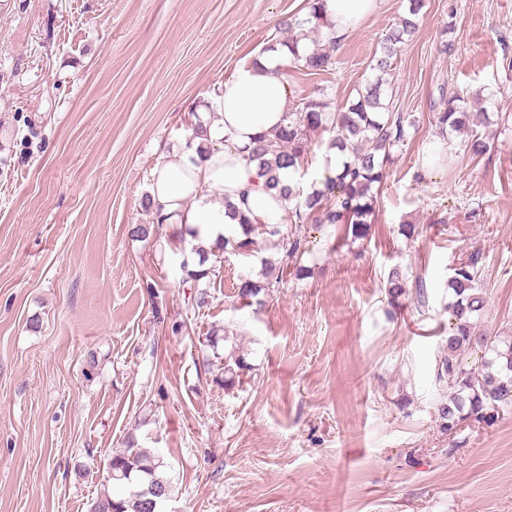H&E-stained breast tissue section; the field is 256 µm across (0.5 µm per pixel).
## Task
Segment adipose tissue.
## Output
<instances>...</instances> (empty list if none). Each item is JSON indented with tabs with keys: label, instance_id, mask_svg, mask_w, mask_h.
I'll use <instances>...</instances> for the list:
<instances>
[{
	"label": "adipose tissue",
	"instance_id": "adipose-tissue-1",
	"mask_svg": "<svg viewBox=\"0 0 512 512\" xmlns=\"http://www.w3.org/2000/svg\"><path fill=\"white\" fill-rule=\"evenodd\" d=\"M377 8L378 0H323L322 30L343 40ZM287 58L283 48L239 66L214 104L218 121L191 130L190 145L165 151L152 171L149 194L157 213L168 224L197 231L189 262H196V248L214 246L240 218L271 227L288 222L291 202L266 188L265 176L245 152L255 136L288 122V84L275 73ZM202 144L207 154L197 153Z\"/></svg>",
	"mask_w": 512,
	"mask_h": 512
}]
</instances>
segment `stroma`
I'll list each match as a JSON object with an SVG mask.
<instances>
[{
    "mask_svg": "<svg viewBox=\"0 0 512 512\" xmlns=\"http://www.w3.org/2000/svg\"><path fill=\"white\" fill-rule=\"evenodd\" d=\"M407 7L379 0L327 72L285 65L293 96L352 100ZM307 14L305 0H0V512H89L131 440L166 463L161 512H512V409L447 430L451 387L434 381L461 258L481 256L484 329H512V0H425L387 76L391 111L415 125L368 236L305 226L310 273L287 268L265 307L235 286L268 238L210 257L195 311L184 236L129 233L153 222L152 170L198 108ZM448 88L474 97L489 149L472 157L451 131L431 163ZM395 267L408 286L392 306ZM224 328L250 365L229 390L207 345Z\"/></svg>",
    "mask_w": 512,
    "mask_h": 512,
    "instance_id": "1",
    "label": "stroma"
}]
</instances>
